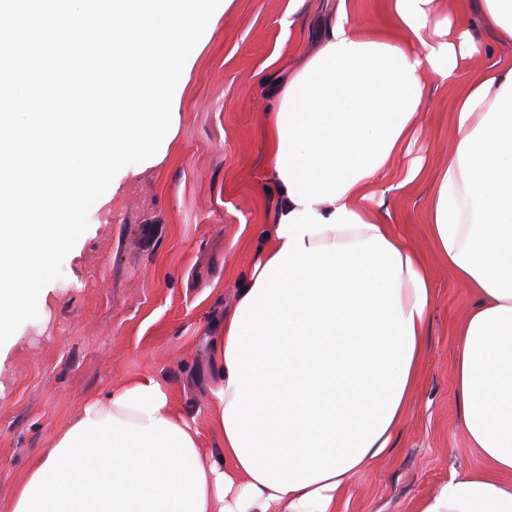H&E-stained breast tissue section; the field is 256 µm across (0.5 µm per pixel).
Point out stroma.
Segmentation results:
<instances>
[{
    "mask_svg": "<svg viewBox=\"0 0 512 512\" xmlns=\"http://www.w3.org/2000/svg\"><path fill=\"white\" fill-rule=\"evenodd\" d=\"M341 0H233L197 43L174 92L179 123L162 159L128 174L89 211V226L43 289L37 318L0 345V512L52 437L92 396L150 374L217 448L212 342L237 299L241 279L266 246V210L276 185L264 162L272 84L318 49V32ZM452 89L432 91L408 156L434 174L455 132ZM429 183L389 193L396 231L431 256ZM422 373L393 446L358 474L336 512H412L452 470L480 460L460 424L453 379L454 328L474 298L435 265Z\"/></svg>",
    "mask_w": 512,
    "mask_h": 512,
    "instance_id": "1",
    "label": "stroma"
}]
</instances>
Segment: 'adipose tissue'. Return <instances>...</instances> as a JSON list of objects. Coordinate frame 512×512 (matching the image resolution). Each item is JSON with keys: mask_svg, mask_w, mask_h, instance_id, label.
Wrapping results in <instances>:
<instances>
[{"mask_svg": "<svg viewBox=\"0 0 512 512\" xmlns=\"http://www.w3.org/2000/svg\"><path fill=\"white\" fill-rule=\"evenodd\" d=\"M393 36L339 7L265 131L277 183L265 255L214 340L219 448L146 374L87 399L19 482L10 512H336L404 420L435 302L383 207L430 92L512 43V0H390ZM427 204L437 254L475 304L457 329L460 422L480 458L413 512H512V62L452 104Z\"/></svg>", "mask_w": 512, "mask_h": 512, "instance_id": "adipose-tissue-1", "label": "adipose tissue"}]
</instances>
